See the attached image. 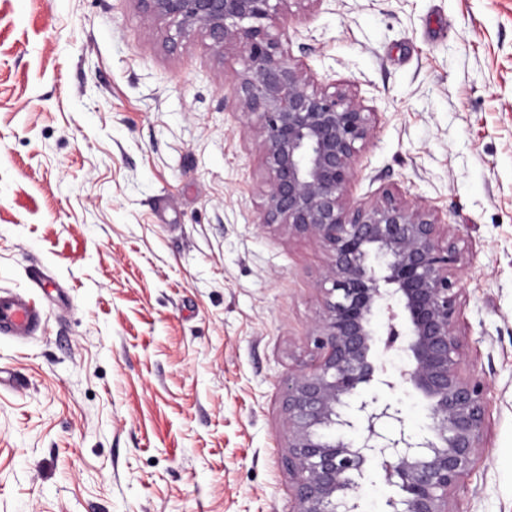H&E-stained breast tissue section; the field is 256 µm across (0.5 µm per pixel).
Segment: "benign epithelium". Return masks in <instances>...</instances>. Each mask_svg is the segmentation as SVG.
Listing matches in <instances>:
<instances>
[{"label": "benign epithelium", "mask_w": 512, "mask_h": 512, "mask_svg": "<svg viewBox=\"0 0 512 512\" xmlns=\"http://www.w3.org/2000/svg\"><path fill=\"white\" fill-rule=\"evenodd\" d=\"M150 18L213 47L239 46L244 68L231 97L262 155L259 224H284L328 253L316 362L288 375L283 408L292 512H360L359 481L380 467L398 489L388 512H451L449 495L475 467L489 415L484 384L462 371L458 328L463 257L448 225L424 202L384 189L355 200L360 153L376 130L349 88L314 84L269 32L287 0H137ZM404 329L408 362L394 378L375 358L373 318ZM403 385L427 403L431 425L407 429L393 394ZM360 433L357 440L346 431Z\"/></svg>", "instance_id": "benign-epithelium-1"}]
</instances>
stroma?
<instances>
[{"label": "stroma", "mask_w": 512, "mask_h": 512, "mask_svg": "<svg viewBox=\"0 0 512 512\" xmlns=\"http://www.w3.org/2000/svg\"><path fill=\"white\" fill-rule=\"evenodd\" d=\"M273 36L376 112L353 186L441 213L489 400L451 512H512V0H288ZM237 46L137 0H0V512H291L282 390L329 262L260 225ZM48 287H39V280ZM45 321V311L30 298L17 295L0 296V335L24 339Z\"/></svg>", "instance_id": "obj_1"}]
</instances>
